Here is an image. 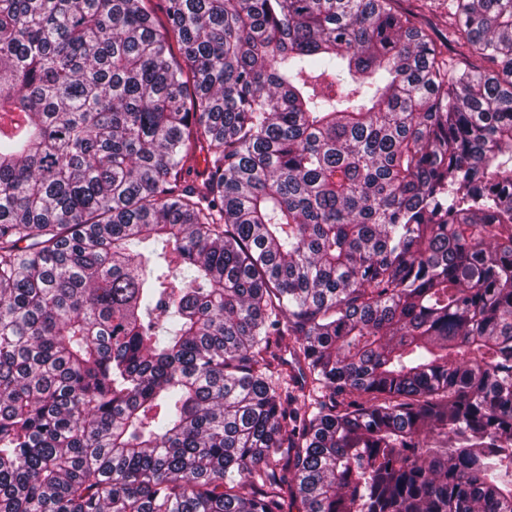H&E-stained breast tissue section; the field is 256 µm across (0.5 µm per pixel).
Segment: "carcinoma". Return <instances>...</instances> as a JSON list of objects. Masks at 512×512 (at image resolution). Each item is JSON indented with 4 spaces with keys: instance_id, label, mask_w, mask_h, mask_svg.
<instances>
[{
    "instance_id": "cac0c4a2",
    "label": "carcinoma",
    "mask_w": 512,
    "mask_h": 512,
    "mask_svg": "<svg viewBox=\"0 0 512 512\" xmlns=\"http://www.w3.org/2000/svg\"><path fill=\"white\" fill-rule=\"evenodd\" d=\"M147 2L0 0V512H512V0Z\"/></svg>"
}]
</instances>
